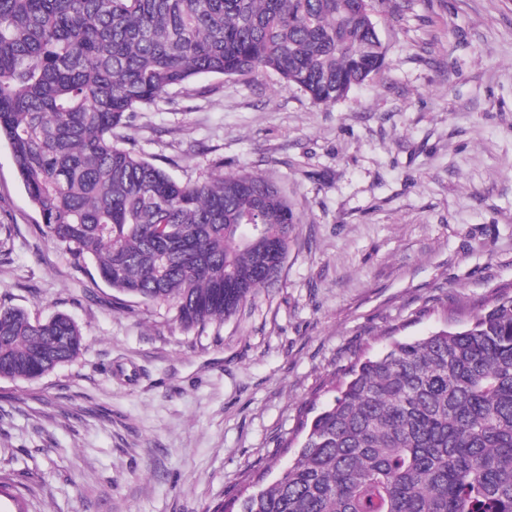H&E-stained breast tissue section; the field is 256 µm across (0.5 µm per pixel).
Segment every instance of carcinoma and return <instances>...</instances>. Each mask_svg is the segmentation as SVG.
<instances>
[{
	"mask_svg": "<svg viewBox=\"0 0 512 512\" xmlns=\"http://www.w3.org/2000/svg\"><path fill=\"white\" fill-rule=\"evenodd\" d=\"M367 0H0V141L42 233L112 289L224 320L275 282L293 212L272 182L180 183L120 145L130 115L202 74L276 73L331 106L381 73ZM68 316L0 304V377L77 358ZM332 400L281 440L280 475L226 512H512V286L473 320L353 354Z\"/></svg>",
	"mask_w": 512,
	"mask_h": 512,
	"instance_id": "1",
	"label": "carcinoma"
}]
</instances>
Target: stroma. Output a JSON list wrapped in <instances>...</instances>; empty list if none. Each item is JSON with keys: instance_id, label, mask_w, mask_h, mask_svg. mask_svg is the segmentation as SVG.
Segmentation results:
<instances>
[{"instance_id": "35a3bbf8", "label": "stroma", "mask_w": 512, "mask_h": 512, "mask_svg": "<svg viewBox=\"0 0 512 512\" xmlns=\"http://www.w3.org/2000/svg\"><path fill=\"white\" fill-rule=\"evenodd\" d=\"M381 74L335 106L272 72L202 75L138 110L126 147L181 182L243 172L287 196L278 282L186 330L44 237L0 142V303L61 312L85 348L31 381L0 377V477L29 512H215L333 374L385 338L443 327L434 299L512 284V0L377 10Z\"/></svg>"}]
</instances>
